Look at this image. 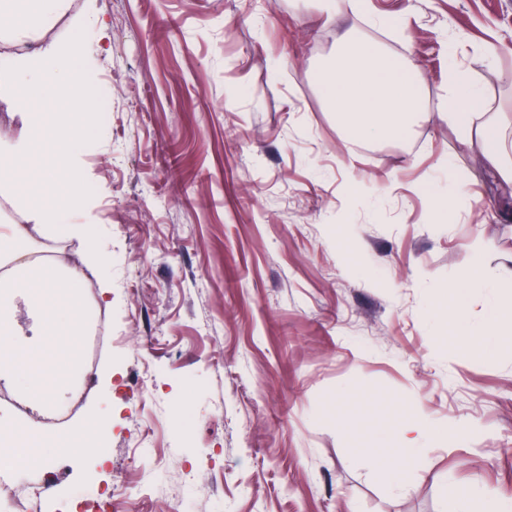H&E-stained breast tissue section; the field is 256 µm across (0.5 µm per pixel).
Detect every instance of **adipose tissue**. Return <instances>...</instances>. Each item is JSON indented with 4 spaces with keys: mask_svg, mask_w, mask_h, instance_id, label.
<instances>
[{
    "mask_svg": "<svg viewBox=\"0 0 512 512\" xmlns=\"http://www.w3.org/2000/svg\"><path fill=\"white\" fill-rule=\"evenodd\" d=\"M68 0H0V41L37 39L65 11ZM85 43L74 34L62 47L29 54L0 53V87L13 106L27 115L31 135L0 147V192L21 198L44 223L56 231L83 233L73 221L80 183L76 172L63 165L76 151L80 134L94 126L93 105L77 83L83 74ZM323 95L352 142L405 140L420 112V87L411 63L379 45L349 41L336 65L320 74ZM484 90L475 76L457 66L448 68V121L463 144L482 154L491 169L512 189V144L502 135L498 113L484 108ZM25 233L19 225L0 226V262L11 264L13 275L0 282V377L19 387L22 395L40 407L68 389L80 363L77 338L84 313L77 288L87 268L103 264L96 243H89L84 268L56 258L42 264L29 261L23 248ZM450 290L448 320L464 325L463 311L477 275L481 243ZM34 313L36 340L15 336L12 313L16 299ZM0 448V466L21 470L44 463L49 452L87 445L84 431L54 435L35 430H11Z\"/></svg>",
    "mask_w": 512,
    "mask_h": 512,
    "instance_id": "ef3b65f1",
    "label": "adipose tissue"
}]
</instances>
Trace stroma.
<instances>
[{
    "instance_id": "35a3bbf8",
    "label": "stroma",
    "mask_w": 512,
    "mask_h": 512,
    "mask_svg": "<svg viewBox=\"0 0 512 512\" xmlns=\"http://www.w3.org/2000/svg\"><path fill=\"white\" fill-rule=\"evenodd\" d=\"M108 25L90 69L110 119L73 158L95 194L80 212L111 261L79 294L101 313L69 427L104 413L105 464L55 457L0 478V512L44 492L76 512L108 491L121 512H455L475 486L512 497V342L472 346L439 311L470 246L489 330L512 302V195L441 113L448 50L512 116V79L484 53L512 44V0H69L40 34L64 44L88 13ZM391 16L385 29L372 15ZM407 57L425 102L411 139L349 145L315 74L346 35ZM468 185L438 218L430 192ZM36 255L82 264L0 194ZM426 450L392 490L370 455L401 421Z\"/></svg>"
}]
</instances>
